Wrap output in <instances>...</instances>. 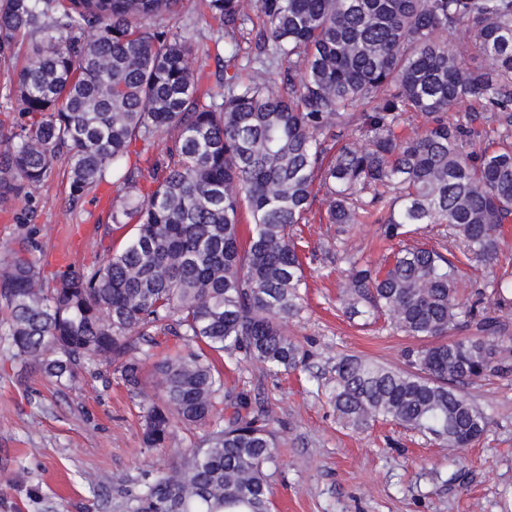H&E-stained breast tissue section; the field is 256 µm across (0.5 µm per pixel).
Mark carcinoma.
Returning <instances> with one entry per match:
<instances>
[{"label":"carcinoma","instance_id":"cac0c4a2","mask_svg":"<svg viewBox=\"0 0 512 512\" xmlns=\"http://www.w3.org/2000/svg\"><path fill=\"white\" fill-rule=\"evenodd\" d=\"M258 2L254 30L242 0H205L224 39L210 85L187 37L146 24L182 0H0V60L35 37L5 85L17 117L0 131V206L31 197L66 154L70 206L110 180L112 224L97 229L133 226L120 249L65 267L51 288L32 243L1 259L0 340L69 385L86 363L117 365L144 405L147 448L224 405V425L178 450L132 512H270V415L224 384L214 356L273 373L306 366L286 323L306 287L295 227L319 195V222L345 234L378 224L395 246L382 262L348 257L345 312L428 341L402 368L337 358L341 418H390L466 448L488 417L458 385L512 376V331L459 299L455 254L493 263L512 224V0ZM244 41L254 62L288 61L280 82L228 74ZM434 231L438 248L409 243ZM486 287L497 306L512 303V275Z\"/></svg>","mask_w":512,"mask_h":512}]
</instances>
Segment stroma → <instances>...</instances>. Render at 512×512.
<instances>
[{
	"mask_svg": "<svg viewBox=\"0 0 512 512\" xmlns=\"http://www.w3.org/2000/svg\"><path fill=\"white\" fill-rule=\"evenodd\" d=\"M152 25L181 32L200 53L213 49L220 28L201 0H184L178 13L158 16ZM69 193L68 160L61 157L33 203L19 199L0 210V256L19 247L13 217L28 205L35 210L28 226L33 255L48 275L69 263L99 262L130 236L128 226L107 238L95 230L110 221L111 184H101L76 208ZM300 237L304 310L288 330L310 354L306 369L272 375L228 357L216 362L228 384L269 412L279 435L272 512H512V376L464 386L489 419L484 436L468 448L390 421L367 429L346 424L330 403L337 356L398 367L417 341L381 321L359 326L341 309L347 254L379 261L390 253L379 225L359 224L345 236L336 225L309 224ZM339 244L344 253L336 252ZM511 270L512 230L492 267L466 268L460 299L492 307L486 280ZM223 419V408H216L209 424L176 428L169 448H146L140 399L114 367H92L78 385L64 386L20 364L0 342V475L6 477L0 512H128L147 474L167 467L173 449L201 444Z\"/></svg>",
	"mask_w": 512,
	"mask_h": 512,
	"instance_id": "35a3bbf8",
	"label": "stroma"
}]
</instances>
